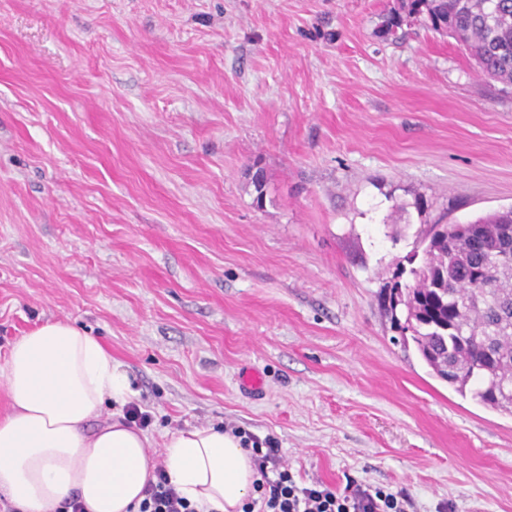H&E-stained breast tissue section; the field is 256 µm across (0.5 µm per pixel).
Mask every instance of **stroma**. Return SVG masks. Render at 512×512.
I'll list each match as a JSON object with an SVG mask.
<instances>
[{
    "mask_svg": "<svg viewBox=\"0 0 512 512\" xmlns=\"http://www.w3.org/2000/svg\"><path fill=\"white\" fill-rule=\"evenodd\" d=\"M400 6L0 0V365L68 321L154 441L239 427L300 482L512 512V416L380 305L428 225L512 206V85L422 22L383 37Z\"/></svg>",
    "mask_w": 512,
    "mask_h": 512,
    "instance_id": "obj_1",
    "label": "stroma"
}]
</instances>
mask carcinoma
Wrapping results in <instances>:
<instances>
[{
  "label": "carcinoma",
  "mask_w": 512,
  "mask_h": 512,
  "mask_svg": "<svg viewBox=\"0 0 512 512\" xmlns=\"http://www.w3.org/2000/svg\"><path fill=\"white\" fill-rule=\"evenodd\" d=\"M431 28L465 47L481 73L512 84V0H410ZM512 207L467 227L435 224L427 247L430 276L418 253L408 257L412 283L396 281L383 302L403 344H414L439 379L482 406L512 414Z\"/></svg>",
  "instance_id": "carcinoma-1"
}]
</instances>
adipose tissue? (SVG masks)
<instances>
[{
    "label": "adipose tissue",
    "instance_id": "adipose-tissue-1",
    "mask_svg": "<svg viewBox=\"0 0 512 512\" xmlns=\"http://www.w3.org/2000/svg\"><path fill=\"white\" fill-rule=\"evenodd\" d=\"M0 385L11 401L0 417V494L18 512H55L74 497L85 512H137L160 464L198 512H243L256 496L253 452L223 429L176 430L158 446L133 425H93L133 391L101 342L74 324L48 321L21 336Z\"/></svg>",
    "mask_w": 512,
    "mask_h": 512
}]
</instances>
